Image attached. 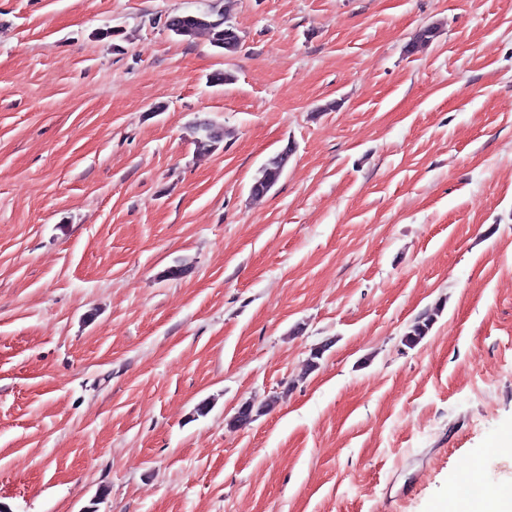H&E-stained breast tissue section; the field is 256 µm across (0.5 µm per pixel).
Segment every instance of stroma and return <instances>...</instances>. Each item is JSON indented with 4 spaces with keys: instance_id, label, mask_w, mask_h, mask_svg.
Instances as JSON below:
<instances>
[{
    "instance_id": "1",
    "label": "stroma",
    "mask_w": 512,
    "mask_h": 512,
    "mask_svg": "<svg viewBox=\"0 0 512 512\" xmlns=\"http://www.w3.org/2000/svg\"><path fill=\"white\" fill-rule=\"evenodd\" d=\"M211 10L236 53L165 27ZM475 462L512 493V0H0V512H434ZM220 134L216 135L215 132ZM193 143L200 152H211L224 140V131L220 125L213 122H204L191 129ZM288 154L290 149L286 147L281 152L270 157L259 169L257 176L251 185V192L254 196H263L279 181L283 171L288 163V157H281L282 164H274L273 161L282 153Z\"/></svg>"
}]
</instances>
